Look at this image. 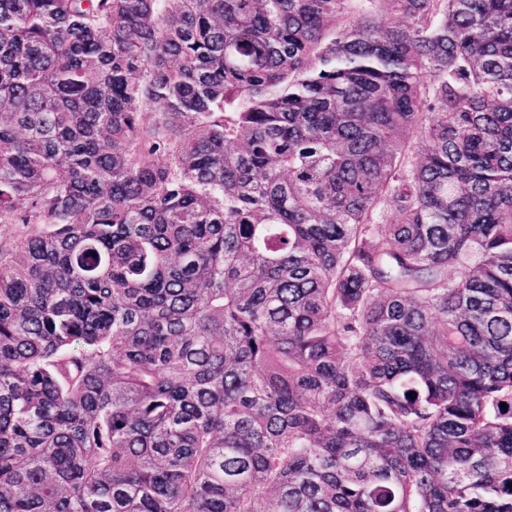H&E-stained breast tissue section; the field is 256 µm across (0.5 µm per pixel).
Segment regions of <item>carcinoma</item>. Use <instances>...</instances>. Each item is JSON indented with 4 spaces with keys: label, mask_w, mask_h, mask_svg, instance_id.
<instances>
[{
    "label": "carcinoma",
    "mask_w": 512,
    "mask_h": 512,
    "mask_svg": "<svg viewBox=\"0 0 512 512\" xmlns=\"http://www.w3.org/2000/svg\"><path fill=\"white\" fill-rule=\"evenodd\" d=\"M0 512H512V0H0Z\"/></svg>",
    "instance_id": "cac0c4a2"
}]
</instances>
